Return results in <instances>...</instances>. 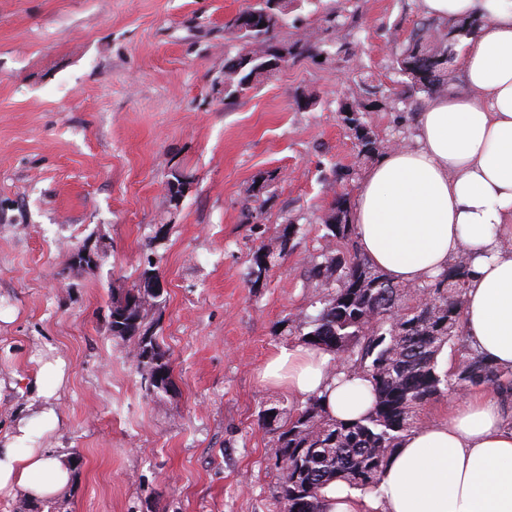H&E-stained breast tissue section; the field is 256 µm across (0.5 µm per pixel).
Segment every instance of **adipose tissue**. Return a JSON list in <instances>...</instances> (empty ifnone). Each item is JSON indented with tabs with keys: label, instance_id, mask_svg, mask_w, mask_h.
<instances>
[{
	"label": "adipose tissue",
	"instance_id": "obj_1",
	"mask_svg": "<svg viewBox=\"0 0 512 512\" xmlns=\"http://www.w3.org/2000/svg\"><path fill=\"white\" fill-rule=\"evenodd\" d=\"M428 16L454 26L455 82L420 112L409 145L367 170L352 222L358 249L393 282L420 285L467 254L471 275L462 330L474 348L512 369V0H421ZM263 377L297 395L323 396L351 421L373 405L368 379L329 354L284 347ZM68 464L35 447L30 426L0 447V490L29 499L59 495ZM325 512H512V428L487 389L460 395L447 418L413 429L373 494L336 482Z\"/></svg>",
	"mask_w": 512,
	"mask_h": 512
}]
</instances>
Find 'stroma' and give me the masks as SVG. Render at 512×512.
Listing matches in <instances>:
<instances>
[{
	"label": "stroma",
	"mask_w": 512,
	"mask_h": 512,
	"mask_svg": "<svg viewBox=\"0 0 512 512\" xmlns=\"http://www.w3.org/2000/svg\"><path fill=\"white\" fill-rule=\"evenodd\" d=\"M249 3L0 0V443L49 403L37 445L73 464L35 512L283 510L261 415L304 399L260 371L320 310L309 271L325 221L370 166L343 103L375 86L357 119L378 151L411 139L428 97L407 91L397 58L425 13L420 0H293L282 43L336 12L321 58L228 97L224 64L244 44L227 25ZM289 224L285 255L252 283L256 250ZM87 243L102 259L80 269ZM150 265L174 380L158 397L108 318L113 289Z\"/></svg>",
	"instance_id": "obj_1"
}]
</instances>
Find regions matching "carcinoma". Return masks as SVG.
<instances>
[{"label": "carcinoma", "instance_id": "carcinoma-1", "mask_svg": "<svg viewBox=\"0 0 512 512\" xmlns=\"http://www.w3.org/2000/svg\"><path fill=\"white\" fill-rule=\"evenodd\" d=\"M286 25L288 13L279 9L255 21L253 41L224 64V76L237 75L238 90L264 80L258 68L268 61L277 30ZM433 29V20H422L412 44L397 60L408 90L429 96L445 90L448 66V46L435 42ZM290 45L296 48V58L320 54V40L311 31ZM346 203L345 196H338L325 224L327 237L345 246L353 233V225L346 223ZM294 234L290 224L282 236L258 248L256 277L283 257ZM311 273L315 287L329 292L321 297L317 315L299 318L302 341L368 378L375 403L368 414L348 422L332 417L316 394L284 420L278 409H269L276 422L271 456L282 471L279 498L286 512H323L322 490L335 481L362 492L377 489L388 461L416 426V410L444 391L492 386L512 395V371L480 353L464 356L448 372L438 367L445 345L463 338L467 257L419 286L417 293L348 249L329 253ZM158 305L152 289L134 287L112 292L109 306L112 335L136 342L135 367L148 391L156 394L174 385L170 353L159 342L155 323L148 320Z\"/></svg>", "mask_w": 512, "mask_h": 512}]
</instances>
